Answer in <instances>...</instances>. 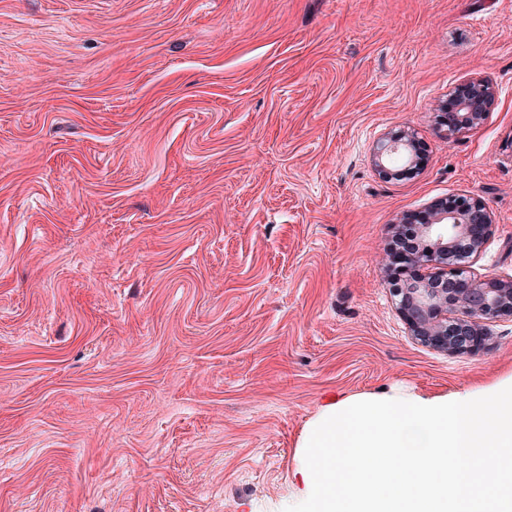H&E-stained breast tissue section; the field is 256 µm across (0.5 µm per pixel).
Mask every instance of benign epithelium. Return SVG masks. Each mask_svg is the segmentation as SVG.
Returning <instances> with one entry per match:
<instances>
[{"instance_id": "1", "label": "benign epithelium", "mask_w": 512, "mask_h": 512, "mask_svg": "<svg viewBox=\"0 0 512 512\" xmlns=\"http://www.w3.org/2000/svg\"><path fill=\"white\" fill-rule=\"evenodd\" d=\"M456 112L444 121L441 134L452 139L480 125L496 104L493 83L472 78L454 92ZM415 133H387L374 149L375 166L384 177L393 167L414 163ZM418 247L408 254L406 269L430 267L429 276L407 280L393 289L396 306L411 336L449 354L473 350L470 339L489 335V324L512 318V277L477 279L467 275V264L477 257L492 235V216L478 198L440 202L423 223L416 225Z\"/></svg>"}]
</instances>
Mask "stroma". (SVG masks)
<instances>
[{
    "instance_id": "35a3bbf8",
    "label": "stroma",
    "mask_w": 512,
    "mask_h": 512,
    "mask_svg": "<svg viewBox=\"0 0 512 512\" xmlns=\"http://www.w3.org/2000/svg\"><path fill=\"white\" fill-rule=\"evenodd\" d=\"M466 197L512 276V0H0V512H283L324 406L512 375L511 318L451 355L392 295ZM451 95L456 103L453 120H445L441 134L452 139L465 130L480 125L496 104L493 83L483 77L472 78L461 84ZM415 133L399 130L387 133L374 149L375 166L384 177L393 173V166L410 167L415 158Z\"/></svg>"
}]
</instances>
